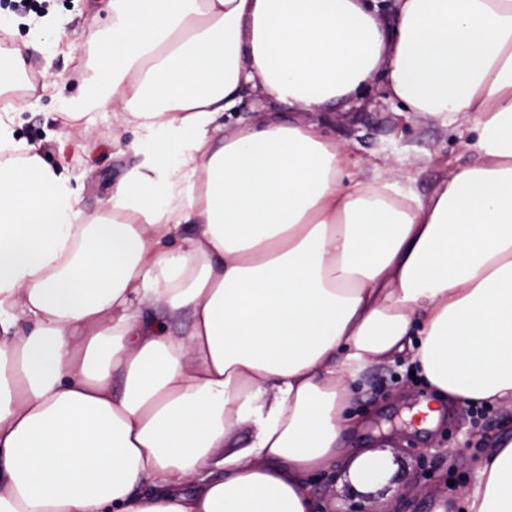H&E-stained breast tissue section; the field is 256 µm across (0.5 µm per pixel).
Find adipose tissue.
Wrapping results in <instances>:
<instances>
[{
    "label": "adipose tissue",
    "instance_id": "ef3b65f1",
    "mask_svg": "<svg viewBox=\"0 0 512 512\" xmlns=\"http://www.w3.org/2000/svg\"><path fill=\"white\" fill-rule=\"evenodd\" d=\"M101 2L85 96L140 131L104 211L0 115V512H320L310 478L338 468L376 491L397 466L350 447L347 410L399 356L440 397L512 401V0L389 24L363 0ZM382 69L477 135L429 198L318 124L220 122L252 87L317 113ZM478 473L431 512H512V440Z\"/></svg>",
    "mask_w": 512,
    "mask_h": 512
}]
</instances>
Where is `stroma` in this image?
<instances>
[{
	"label": "stroma",
	"instance_id": "obj_1",
	"mask_svg": "<svg viewBox=\"0 0 512 512\" xmlns=\"http://www.w3.org/2000/svg\"><path fill=\"white\" fill-rule=\"evenodd\" d=\"M46 8L61 20L65 46L51 36L30 41L38 20L20 0H0V12L18 20L14 43H27V85L13 94L16 141L40 148L47 162L69 176L80 193L87 215L101 214L113 186L135 163L130 145L139 136L134 125L120 129L121 145L112 143V114L89 106L78 124L63 114L64 99L79 93L81 64L94 62L102 40V25L92 19L87 0H47ZM50 70L54 89L42 90L43 70ZM284 120L312 121V114L279 104L262 91L246 95L223 117L226 130L261 122L268 113ZM322 132L345 146L359 166L393 164L413 170L414 189L429 197L450 173L475 156V132L444 126L430 117L401 111L389 92L385 72H378L353 95L336 102L321 119ZM407 361L371 365L352 395L351 412L362 421L361 446L394 450L404 462L398 484L387 497L369 504V512H427V494H452L475 487L480 460L500 441L512 438V407L448 402L446 414L431 433L410 430L406 411L436 399L425 379L413 378ZM428 471L420 480V471Z\"/></svg>",
	"mask_w": 512,
	"mask_h": 512
}]
</instances>
